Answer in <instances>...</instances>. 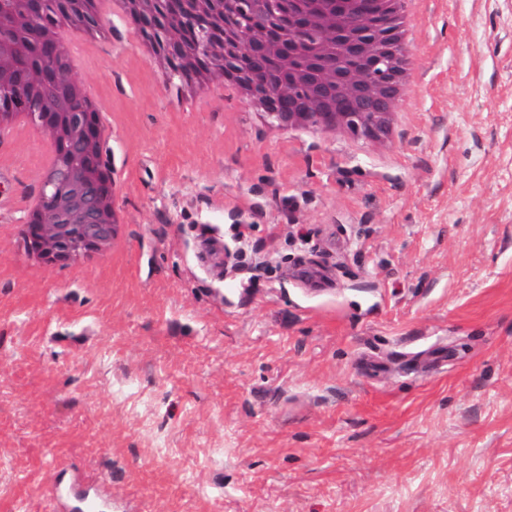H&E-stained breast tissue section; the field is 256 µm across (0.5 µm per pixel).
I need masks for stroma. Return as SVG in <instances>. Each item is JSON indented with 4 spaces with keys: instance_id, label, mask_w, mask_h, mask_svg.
Masks as SVG:
<instances>
[{
    "instance_id": "1",
    "label": "stroma",
    "mask_w": 512,
    "mask_h": 512,
    "mask_svg": "<svg viewBox=\"0 0 512 512\" xmlns=\"http://www.w3.org/2000/svg\"><path fill=\"white\" fill-rule=\"evenodd\" d=\"M91 15L65 45L109 114L124 236L33 265L51 143L0 139V512H53L62 463L112 512H512V0H416L382 142L186 102Z\"/></svg>"
}]
</instances>
